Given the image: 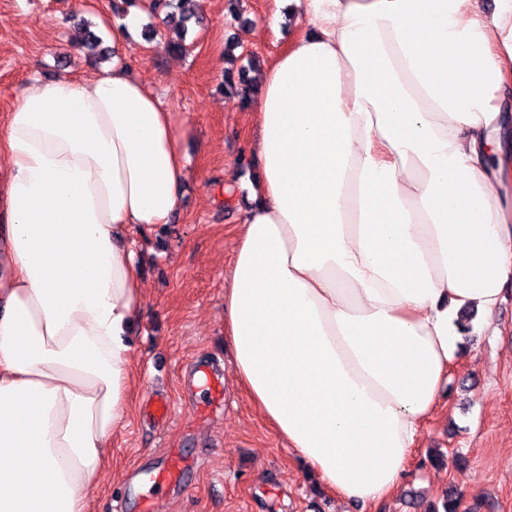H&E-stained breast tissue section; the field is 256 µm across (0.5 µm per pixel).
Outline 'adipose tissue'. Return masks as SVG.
Segmentation results:
<instances>
[{
	"instance_id": "adipose-tissue-1",
	"label": "adipose tissue",
	"mask_w": 512,
	"mask_h": 512,
	"mask_svg": "<svg viewBox=\"0 0 512 512\" xmlns=\"http://www.w3.org/2000/svg\"><path fill=\"white\" fill-rule=\"evenodd\" d=\"M224 285L233 373L348 503L399 488L456 358L512 285V0H275ZM126 59L33 78L0 127V512H87L125 427L139 234L191 176Z\"/></svg>"
}]
</instances>
